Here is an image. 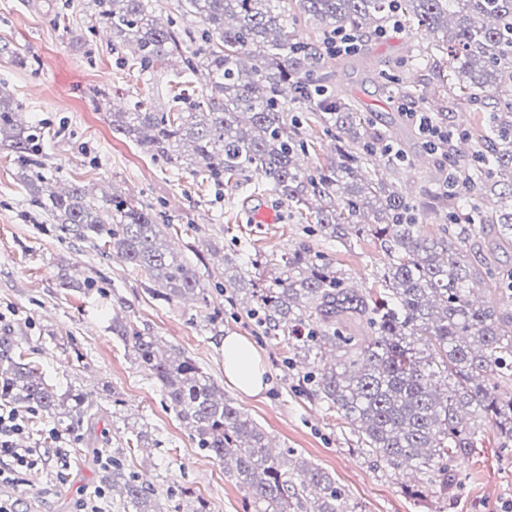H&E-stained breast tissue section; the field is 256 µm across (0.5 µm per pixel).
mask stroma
Wrapping results in <instances>:
<instances>
[{"instance_id":"stroma-1","label":"stroma","mask_w":512,"mask_h":512,"mask_svg":"<svg viewBox=\"0 0 512 512\" xmlns=\"http://www.w3.org/2000/svg\"><path fill=\"white\" fill-rule=\"evenodd\" d=\"M84 3L0 0V45L11 47L0 52V78L24 119L40 128L46 162L62 184H79L97 198L115 190L162 211L171 224L170 250L196 264L214 293L206 309L153 299L144 275L62 234L30 207L13 155L0 149V336L14 337L16 353L60 392H84L100 409L94 426L79 428L28 412L26 442L44 450L45 459L35 474L0 484V499L16 501L19 512H81L92 496L100 512H126L97 462L117 455L127 471L147 474L162 512L199 499L209 512H253L246 488L197 448L159 384L113 335L117 316L192 356L271 443L330 473L354 512H512V447H502L493 430L484 429L478 448L461 461L466 479L453 498L409 495L406 478L361 453L342 413L301 386L298 370L287 365L292 348L221 293L227 255L251 268L304 241L333 257L358 288L370 287L388 259L368 238L339 246L310 235L306 217L269 193L262 175L217 188L113 134L111 102L126 106L148 96L165 105L183 84L174 74L153 77L119 59L111 33L93 27ZM422 41V34L398 29L368 39L363 56L332 64L334 89L358 100L378 128H392L398 103L373 85L372 63L409 59ZM21 55L26 65L18 64ZM103 91L105 103L98 99ZM71 274L94 280V288L63 286ZM228 333L252 343L271 382L267 391L248 396L228 383L221 348ZM132 425L147 427L153 446L137 447Z\"/></svg>"}]
</instances>
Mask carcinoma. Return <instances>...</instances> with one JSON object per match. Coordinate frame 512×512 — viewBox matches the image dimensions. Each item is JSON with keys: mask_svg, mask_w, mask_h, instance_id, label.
<instances>
[{"mask_svg": "<svg viewBox=\"0 0 512 512\" xmlns=\"http://www.w3.org/2000/svg\"><path fill=\"white\" fill-rule=\"evenodd\" d=\"M313 36L285 32L288 0H182L200 29L160 21L151 0H92L97 23L112 33V52L134 51L149 74L176 64L205 72L200 96L185 91L158 110L144 97L110 113L112 131L153 158L207 175L213 183L261 172L267 190L309 212L320 236L339 245L371 238L387 255L379 287L349 288L336 260L300 243L280 255L281 275L252 283L247 314L272 322L310 359L303 379L313 397L335 408L358 434L361 451L385 470L418 474L408 492L446 499L464 482L457 462L476 447L480 420L512 442V310L493 297L512 294V0H296ZM423 33L424 57L457 106L483 113L453 132L441 152L448 168L431 173L410 200L384 180L412 166L395 136L380 131L348 99L328 94L327 47L339 32L378 35L388 25ZM373 77L389 97H409L420 79L384 59ZM0 79V146L15 154L28 204L59 230L109 247L146 274L149 293L210 305L197 266L169 250L151 209L114 192L100 200L46 171L39 128ZM333 141L336 159L314 172L300 156L315 147L301 131L305 116ZM448 181V197L437 189ZM496 198L493 206L489 197ZM436 228L424 230L426 220ZM112 334L161 387L165 401L197 447L235 470L255 512H348L330 473L293 451L274 448L264 430L185 352L159 354V340L112 318ZM0 337V402L36 406L48 419L94 421L85 394L62 396ZM293 464L288 468L287 464ZM122 485L131 512H157L153 489L112 460L105 475Z\"/></svg>", "mask_w": 512, "mask_h": 512, "instance_id": "1", "label": "carcinoma"}]
</instances>
